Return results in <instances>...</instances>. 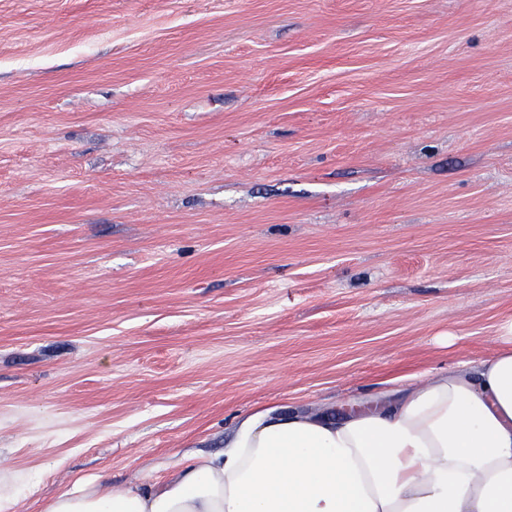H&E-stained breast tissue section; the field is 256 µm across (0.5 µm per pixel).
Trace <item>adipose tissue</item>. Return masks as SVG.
Masks as SVG:
<instances>
[{"label": "adipose tissue", "instance_id": "adipose-tissue-1", "mask_svg": "<svg viewBox=\"0 0 512 512\" xmlns=\"http://www.w3.org/2000/svg\"><path fill=\"white\" fill-rule=\"evenodd\" d=\"M478 362L336 414L271 406L157 483L82 484L45 512H512V319Z\"/></svg>", "mask_w": 512, "mask_h": 512}]
</instances>
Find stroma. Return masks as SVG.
Here are the masks:
<instances>
[{"label":"stroma","instance_id":"1","mask_svg":"<svg viewBox=\"0 0 512 512\" xmlns=\"http://www.w3.org/2000/svg\"><path fill=\"white\" fill-rule=\"evenodd\" d=\"M510 318L512 0H0L22 512L479 360Z\"/></svg>","mask_w":512,"mask_h":512}]
</instances>
